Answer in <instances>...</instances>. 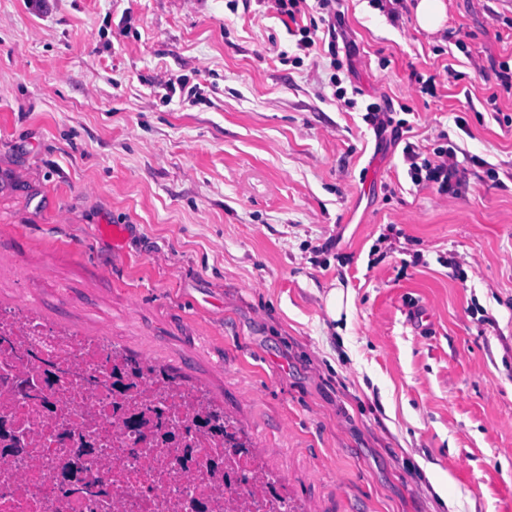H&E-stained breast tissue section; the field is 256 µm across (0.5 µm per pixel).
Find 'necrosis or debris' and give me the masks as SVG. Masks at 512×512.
<instances>
[{
  "label": "necrosis or debris",
  "mask_w": 512,
  "mask_h": 512,
  "mask_svg": "<svg viewBox=\"0 0 512 512\" xmlns=\"http://www.w3.org/2000/svg\"><path fill=\"white\" fill-rule=\"evenodd\" d=\"M100 345L0 309V512H289L259 454L196 427L188 387L142 370L113 388Z\"/></svg>",
  "instance_id": "obj_1"
}]
</instances>
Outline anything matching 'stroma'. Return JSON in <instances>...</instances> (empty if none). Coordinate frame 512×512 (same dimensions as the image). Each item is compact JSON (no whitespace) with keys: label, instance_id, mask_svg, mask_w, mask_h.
<instances>
[{"label":"stroma","instance_id":"stroma-1","mask_svg":"<svg viewBox=\"0 0 512 512\" xmlns=\"http://www.w3.org/2000/svg\"><path fill=\"white\" fill-rule=\"evenodd\" d=\"M416 2L340 0L351 109L263 0H0V307L195 389L299 512H512V0ZM415 13L423 29L436 33L443 27L446 4L444 0H419L415 6ZM365 121L371 125L373 132L376 138L383 139V136L386 134L389 128L391 138H394V141L399 140L403 136V129H407L405 131L409 132L411 127L408 125V121L401 119L395 121V119L391 116L393 112L392 109L387 105H381L380 103L373 102L369 103L365 107ZM402 153L408 164V176L414 186L435 188L438 193L446 195L458 192L462 176L455 161V146H439L433 151L434 158H422L419 147L406 141Z\"/></svg>","mask_w":512,"mask_h":512}]
</instances>
